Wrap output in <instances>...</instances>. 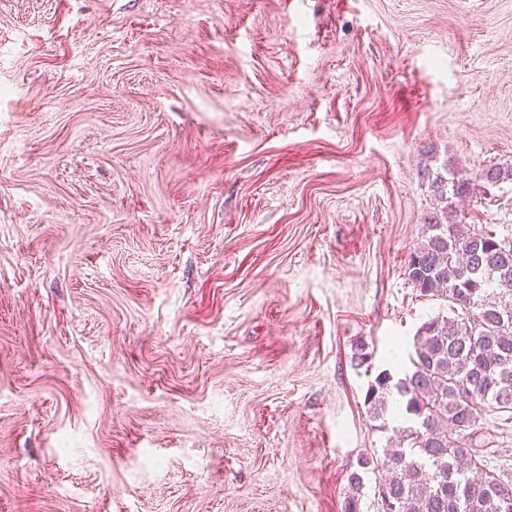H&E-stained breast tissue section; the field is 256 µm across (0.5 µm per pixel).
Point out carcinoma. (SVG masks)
Listing matches in <instances>:
<instances>
[{
    "instance_id": "carcinoma-1",
    "label": "carcinoma",
    "mask_w": 512,
    "mask_h": 512,
    "mask_svg": "<svg viewBox=\"0 0 512 512\" xmlns=\"http://www.w3.org/2000/svg\"><path fill=\"white\" fill-rule=\"evenodd\" d=\"M512 181V166H491L475 181L448 170L431 180L439 209L405 270L423 297L452 316L424 322L411 368L379 372L364 403L378 430L399 422L393 443L348 473L344 512H361L363 474H379L376 512H512V476L489 471L472 449L488 415L512 419V243L451 220L455 200Z\"/></svg>"
}]
</instances>
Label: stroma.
Wrapping results in <instances>:
<instances>
[{"label":"stroma","mask_w":512,"mask_h":512,"mask_svg":"<svg viewBox=\"0 0 512 512\" xmlns=\"http://www.w3.org/2000/svg\"><path fill=\"white\" fill-rule=\"evenodd\" d=\"M493 165L512 0H0V512H343L428 176Z\"/></svg>","instance_id":"1"}]
</instances>
